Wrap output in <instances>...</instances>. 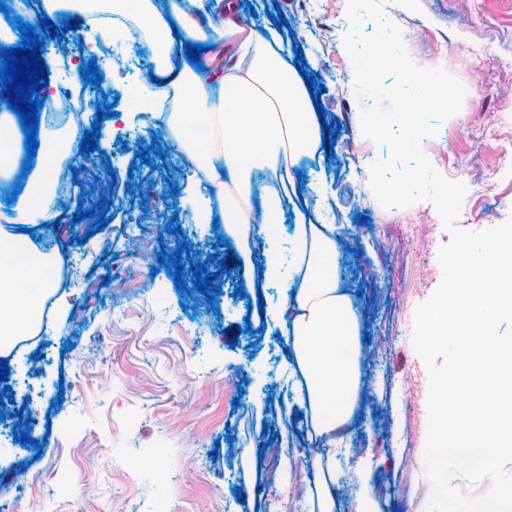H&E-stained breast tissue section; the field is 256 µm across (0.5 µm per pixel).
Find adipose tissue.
Returning a JSON list of instances; mask_svg holds the SVG:
<instances>
[{
  "label": "adipose tissue",
  "instance_id": "obj_1",
  "mask_svg": "<svg viewBox=\"0 0 512 512\" xmlns=\"http://www.w3.org/2000/svg\"><path fill=\"white\" fill-rule=\"evenodd\" d=\"M137 6L148 22L154 72L173 102L166 118L168 137L203 171L212 190L200 200V220L208 223L220 214L243 244L254 231L274 236L286 220L287 203L272 184L253 195L254 173L275 175L302 158L315 157L324 137L307 85L288 73L280 33L268 24L258 29L236 21L215 29L214 7L207 0H188L184 6L172 0L165 13L154 0H137ZM177 28L185 42L205 45L202 69L187 62L184 42L173 35ZM214 35L234 52L232 66L218 83L207 72L218 57L207 47ZM198 123L212 132L203 145L189 136ZM55 174V158L39 154L35 176L18 202L21 222L49 208ZM334 231L324 206L315 207L310 220L296 214L294 265L284 266L270 254L261 269L265 281L282 289L273 316L290 324L292 353L307 381L315 429L332 445L348 427L360 387L358 322L350 296L340 288ZM56 268L54 255L36 250L27 236L0 228V346L35 326L40 298L22 291V284L37 282L50 292Z\"/></svg>",
  "mask_w": 512,
  "mask_h": 512
}]
</instances>
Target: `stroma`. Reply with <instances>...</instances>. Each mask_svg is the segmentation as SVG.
Returning <instances> with one entry per match:
<instances>
[{"label": "stroma", "mask_w": 512, "mask_h": 512, "mask_svg": "<svg viewBox=\"0 0 512 512\" xmlns=\"http://www.w3.org/2000/svg\"><path fill=\"white\" fill-rule=\"evenodd\" d=\"M241 15L262 27L269 12L281 9L285 51L302 48L303 67L318 76L319 100L327 119L339 124L334 156L302 159L306 182H326L323 199L336 243L343 250L340 285L354 296L360 331L361 387L355 418L338 454L355 465L354 479L337 475L334 512H360L373 499L376 512H426L431 488L413 501L392 495L424 474L422 447L428 427V373L412 345L414 313L439 285L408 260L404 227L393 209L378 200L360 205L357 191H369V168L388 157L361 131L360 112L372 98L357 94L344 47L350 30L346 0H235ZM412 12L392 5L388 16L401 28L406 50L422 67H441L476 93L461 111L441 123L422 149L446 178H453L458 155L471 153L468 187L459 227L481 231L512 215V175L499 173L512 158V0H420ZM85 40L97 54L101 92L116 101L120 121L100 134L98 147L72 153L60 162L58 179L71 190L55 200L45 225L32 232L42 252L55 254L58 287L40 307L36 334L18 337L8 359L5 419H0V489L20 475L37 477L34 512H288L270 488L298 492L299 512H318L308 487L312 467L289 469L286 460L300 449L325 453L307 407L297 402L290 376L291 341L279 336L268 314L279 306V285L259 274L262 251L291 252L293 222L271 240L253 237L241 250L225 228L199 223L195 208L205 188L191 175L185 156L171 147L154 114L137 110L127 93L118 61L149 73V55L127 47L120 30L91 29ZM462 44L457 55L440 52ZM494 118L504 137L485 136ZM160 143L165 157L139 164V147ZM177 184L178 209H155L149 195L167 196ZM140 197H133L131 187ZM109 198L114 220L84 242L63 235L60 226L77 209ZM177 221L180 234L170 233ZM225 246H218V239ZM188 245L195 261L217 274L221 293L207 302L198 291L176 288L158 269L159 250ZM236 253L231 275L218 261ZM244 288L245 298L234 295ZM417 415H409L408 403ZM272 410L275 423L259 419ZM29 418V443L15 441L20 418ZM391 438L382 449L380 439ZM280 449L271 462L264 445ZM157 448L153 470H144L141 449ZM68 477L58 494L59 474Z\"/></svg>", "instance_id": "1"}]
</instances>
